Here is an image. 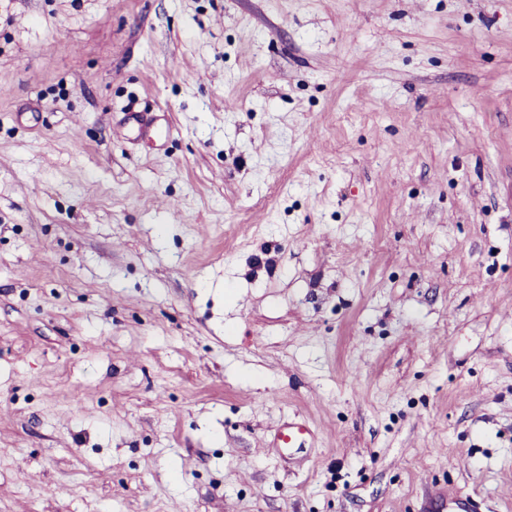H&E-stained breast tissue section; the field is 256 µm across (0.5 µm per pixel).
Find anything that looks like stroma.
Here are the masks:
<instances>
[{
	"label": "stroma",
	"mask_w": 512,
	"mask_h": 512,
	"mask_svg": "<svg viewBox=\"0 0 512 512\" xmlns=\"http://www.w3.org/2000/svg\"><path fill=\"white\" fill-rule=\"evenodd\" d=\"M442 490L512 512V0H0V512ZM309 435L308 429L299 423H291L288 428L281 432L277 439L279 441V448L291 453L304 452V444Z\"/></svg>",
	"instance_id": "1"
}]
</instances>
